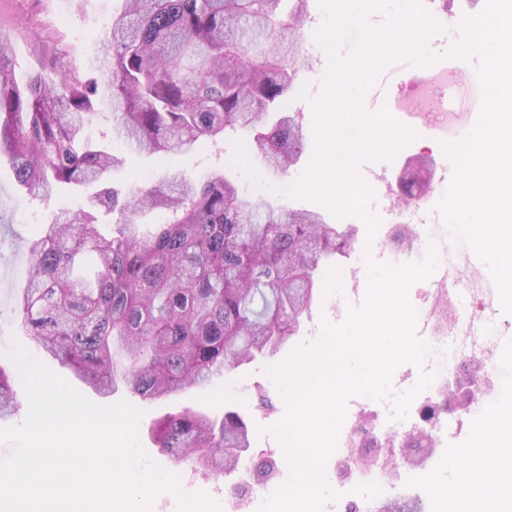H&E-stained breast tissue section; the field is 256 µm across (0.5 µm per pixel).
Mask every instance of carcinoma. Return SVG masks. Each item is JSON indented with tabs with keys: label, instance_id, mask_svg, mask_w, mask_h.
Masks as SVG:
<instances>
[{
	"label": "carcinoma",
	"instance_id": "cac0c4a2",
	"mask_svg": "<svg viewBox=\"0 0 512 512\" xmlns=\"http://www.w3.org/2000/svg\"><path fill=\"white\" fill-rule=\"evenodd\" d=\"M97 45L102 79L61 69L23 84L0 32V159L19 186L47 201L61 187L82 198L25 242L27 288L15 317L52 359L102 394L156 399L201 388L224 371L278 353L310 314L321 262L348 258L355 239L339 224L242 194L224 171L201 181L176 174L138 189L114 186L134 153L188 152L246 132L275 173L305 143L286 53L303 17L289 0H124ZM109 128L92 139L89 124ZM112 215L114 233L100 216ZM159 222L142 230L143 219ZM96 259L79 272L78 261ZM16 404L0 366V417ZM156 447L206 471L238 468L250 429L184 407L158 419Z\"/></svg>",
	"mask_w": 512,
	"mask_h": 512
}]
</instances>
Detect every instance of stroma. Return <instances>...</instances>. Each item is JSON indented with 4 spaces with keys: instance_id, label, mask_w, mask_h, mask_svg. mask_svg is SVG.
<instances>
[{
    "instance_id": "obj_1",
    "label": "stroma",
    "mask_w": 512,
    "mask_h": 512,
    "mask_svg": "<svg viewBox=\"0 0 512 512\" xmlns=\"http://www.w3.org/2000/svg\"><path fill=\"white\" fill-rule=\"evenodd\" d=\"M123 7V0H0V31L11 38L10 59L17 80L25 81L30 73L36 71H49L56 62L76 74H91L88 64L91 49L95 41L107 33L112 13L122 11ZM303 11L302 45L296 57L297 78L299 82L308 84L311 96L316 97L323 90L321 79L327 68V57L320 53L314 33L323 25L325 16L318 0H304ZM441 152L440 136L422 133L400 150L394 161H368L362 164L360 171L365 177L385 175L395 185L416 156L424 153L437 156ZM231 154V146H224L219 151L209 141L203 140L189 153H156L127 159L116 179L119 183L138 188L158 181L171 171H179L198 180L210 168L220 166L246 196L288 208L317 211L326 223L352 226L358 243H365L366 227L359 218H340L320 202L291 199L256 187L229 168ZM78 204V197L65 190L47 203L32 199L19 188L9 163L0 161V234L6 237L5 245L0 246V366L8 372L18 402L16 412L0 418V427L20 425L28 411L21 371L10 355L13 343H20L35 358L43 356L31 337L18 325L13 313L15 301L27 284L28 258L24 242L41 225L50 223L59 208H74ZM365 281V264L356 257L325 261L317 275L311 314L278 355L261 357L250 364L226 370L223 376L204 387L166 399L145 400L124 390L102 396L57 362H50L49 367L95 403L107 405L124 400L143 409L144 416L138 429L141 447L152 460L177 473L186 491L205 493L218 506L219 512H259L258 504L242 507L237 501L225 497L224 487L231 482V474L219 472L202 478L195 473L191 462L175 463L156 448L151 438L152 426L162 415L185 406L198 408L214 418L222 417L225 409L233 408L244 416L250 426L251 447L246 453L247 458L276 452L280 443L270 428L283 417L286 405L274 381L265 374V366L282 362L298 345L317 339L322 321L336 319L337 292L352 283L362 284Z\"/></svg>"
}]
</instances>
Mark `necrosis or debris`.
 Here are the masks:
<instances>
[{
    "label": "necrosis or debris",
    "mask_w": 512,
    "mask_h": 512,
    "mask_svg": "<svg viewBox=\"0 0 512 512\" xmlns=\"http://www.w3.org/2000/svg\"><path fill=\"white\" fill-rule=\"evenodd\" d=\"M417 92L430 95L436 106L432 112L435 123L447 124L450 115L480 98L478 81L458 85L445 78H427L416 84ZM393 193L378 189L374 203L385 211H397L400 221L377 244V256L391 261L421 260L428 243H436L439 264L417 306L418 322L425 328V340L433 356L424 367L404 364L393 375L392 387L400 392L411 388L420 371L434 373L425 401L407 418L391 417L389 402H374L375 423L347 419L341 429L338 459L356 463L361 456L377 459L378 471L373 482L363 485L360 494L361 512H406L412 501L421 499L422 488L416 481L392 484L391 474L398 466L399 453L390 452L388 440L404 436L417 428L426 429L437 447H445L449 436L460 435L469 421L472 407L478 404L497 370V349L500 345V321L492 295V281L470 273L462 262L463 254L452 244L450 234L440 222L436 209L415 204L393 207ZM463 389L467 406H460L453 392Z\"/></svg>",
    "instance_id": "4bbe7bcc"
}]
</instances>
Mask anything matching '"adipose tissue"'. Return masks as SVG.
Returning <instances> with one entry per match:
<instances>
[{"label": "adipose tissue", "mask_w": 512, "mask_h": 512, "mask_svg": "<svg viewBox=\"0 0 512 512\" xmlns=\"http://www.w3.org/2000/svg\"><path fill=\"white\" fill-rule=\"evenodd\" d=\"M512 413L496 410L461 446L464 463H452L438 492L450 512H512Z\"/></svg>", "instance_id": "ef3b65f1"}]
</instances>
